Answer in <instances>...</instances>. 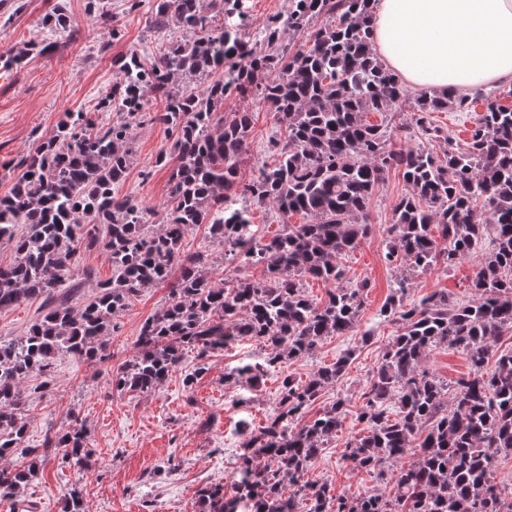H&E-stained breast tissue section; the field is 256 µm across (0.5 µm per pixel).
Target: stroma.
I'll return each instance as SVG.
<instances>
[{"instance_id": "35a3bbf8", "label": "stroma", "mask_w": 512, "mask_h": 512, "mask_svg": "<svg viewBox=\"0 0 512 512\" xmlns=\"http://www.w3.org/2000/svg\"><path fill=\"white\" fill-rule=\"evenodd\" d=\"M24 2L18 11L11 0H0V50H30L21 71H0V196L10 192L18 174L17 162L39 142L55 136L67 113L94 112L100 96L116 80L115 58L132 49L155 54L172 41L169 31L151 24L154 0H141L134 7L128 0H105L112 15L108 26L88 14L87 0ZM59 8L72 19L73 34L56 36L53 51L35 49V42L43 37V17ZM287 9L288 0H242L240 8L223 22L253 41L270 16ZM113 27L121 30L122 39L110 37ZM252 110L248 149L239 164L244 182L260 165L275 160L268 149L269 138L277 129L274 114L264 107ZM475 118L472 112L432 113L430 120L441 128L442 137L424 142L416 136L412 142L425 144L436 154L451 145L464 146ZM169 145L164 125L138 127L133 165L119 187L120 194L133 196L150 208L158 223L168 208L169 171L156 165L155 159ZM409 192L401 175L389 172L370 199L368 235L339 259L347 282L368 285L356 335L328 337L310 355L286 364L284 373H268L257 383L235 378L238 368L262 361L266 353L263 343L244 338L202 360L196 351H185L180 369L152 393L113 390V374L137 352L142 323L167 304L169 287L164 284L143 289L129 308L113 318L108 359L91 366L63 355L53 362L48 386L38 387L33 378L25 380L26 444L45 451V459L24 493L33 512H62L77 483L84 486L86 512H201L200 489L215 484L232 489L240 478L237 468L251 432L279 412L282 374L306 382L320 366L335 362L349 349L354 356L344 375L322 390L305 415L306 420H313L337 399L345 401L341 429L325 441L306 477L351 498L373 492L393 494L394 474L398 467L415 461L414 453L389 463L379 475L357 467L343 451L347 442L366 432L357 412L372 370L399 329L398 323L384 320L379 311L400 274L397 266L384 259L385 229L393 222L396 204ZM492 248L486 240L476 256L454 266L410 272L408 301L436 290L448 292L461 303L470 301L478 264ZM201 362L206 368L200 373L196 367ZM423 366L451 387L471 371L463 351L443 347L430 351ZM192 372L197 378L192 386H185L184 377ZM72 413L83 420L88 445L94 451L89 468L82 471L44 448L46 434L66 427Z\"/></svg>"}]
</instances>
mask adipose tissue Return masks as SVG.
I'll return each mask as SVG.
<instances>
[{
	"label": "adipose tissue",
	"mask_w": 512,
	"mask_h": 512,
	"mask_svg": "<svg viewBox=\"0 0 512 512\" xmlns=\"http://www.w3.org/2000/svg\"><path fill=\"white\" fill-rule=\"evenodd\" d=\"M372 48L438 95L512 82V0H380Z\"/></svg>",
	"instance_id": "ef3b65f1"
}]
</instances>
